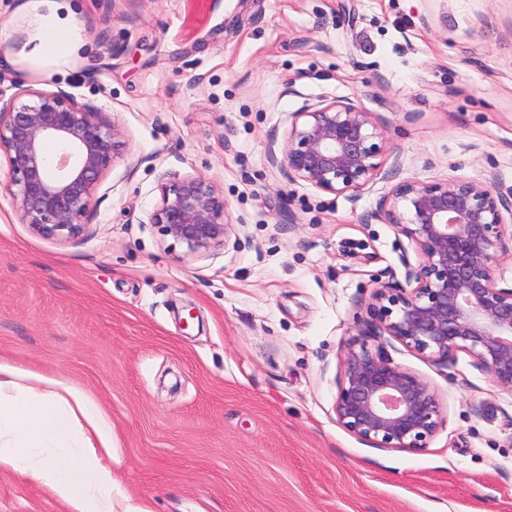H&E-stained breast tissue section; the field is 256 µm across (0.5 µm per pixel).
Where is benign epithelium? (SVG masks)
Here are the masks:
<instances>
[{"label": "benign epithelium", "instance_id": "7a95c632", "mask_svg": "<svg viewBox=\"0 0 512 512\" xmlns=\"http://www.w3.org/2000/svg\"><path fill=\"white\" fill-rule=\"evenodd\" d=\"M117 135L61 88L0 99V152L21 223L56 241L83 235ZM49 141L60 149L57 176L50 174ZM386 155L371 113L346 99L291 113L281 153L271 152L270 160L289 179L339 196L374 181ZM377 214L407 239L419 262L412 265L404 254L405 283L376 282L367 317L345 345L333 410L336 423L365 445L421 452L447 416L435 387L394 361V344L439 369L465 353L512 394V286H500L495 275L512 253L506 222L512 195L479 180H400L380 197ZM148 223L186 256L223 247L230 232L224 192L199 174H174L161 183Z\"/></svg>", "mask_w": 512, "mask_h": 512}]
</instances>
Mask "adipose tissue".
Instances as JSON below:
<instances>
[{
	"instance_id": "1",
	"label": "adipose tissue",
	"mask_w": 512,
	"mask_h": 512,
	"mask_svg": "<svg viewBox=\"0 0 512 512\" xmlns=\"http://www.w3.org/2000/svg\"><path fill=\"white\" fill-rule=\"evenodd\" d=\"M38 23L29 59L62 65L81 35L70 0H26ZM112 420L82 389L0 359V472L47 490L66 512H153L112 467Z\"/></svg>"
}]
</instances>
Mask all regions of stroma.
<instances>
[{"mask_svg": "<svg viewBox=\"0 0 512 512\" xmlns=\"http://www.w3.org/2000/svg\"><path fill=\"white\" fill-rule=\"evenodd\" d=\"M82 47L38 68L0 0V97L64 89L118 130L83 236L22 224L0 156V357L85 389L113 468L154 512H512V394L458 354L447 424L411 453L336 423L335 378L376 281L416 252L378 179L335 196L272 165L290 113L350 99L397 179L512 191V0H72ZM224 193L234 232L187 257L147 217L170 174ZM0 512H65L0 472Z\"/></svg>", "mask_w": 512, "mask_h": 512, "instance_id": "obj_1", "label": "stroma"}]
</instances>
